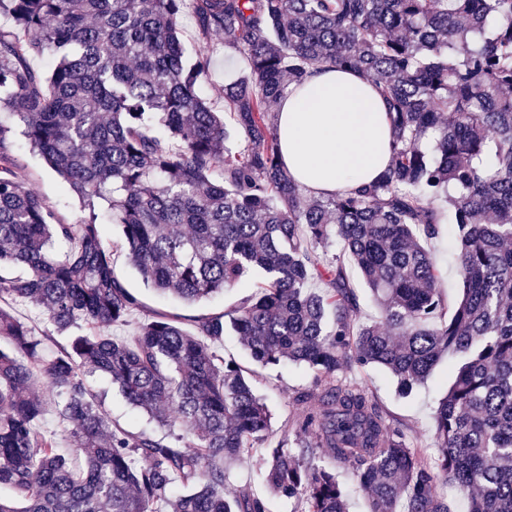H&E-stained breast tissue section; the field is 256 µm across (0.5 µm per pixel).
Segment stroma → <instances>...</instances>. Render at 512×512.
<instances>
[{"instance_id": "stroma-1", "label": "stroma", "mask_w": 512, "mask_h": 512, "mask_svg": "<svg viewBox=\"0 0 512 512\" xmlns=\"http://www.w3.org/2000/svg\"><path fill=\"white\" fill-rule=\"evenodd\" d=\"M182 39L189 54L205 53L211 58V74L201 92L215 111L224 109V74L228 71L241 72L247 69L246 57L237 52L225 50L220 37L201 42L197 39L195 21L192 15L181 19ZM14 152L18 160L35 175L34 187L46 202L68 218H76L78 203L70 197L61 178L47 168L36 155L30 154L22 143H15ZM428 249L434 254L441 273V286L449 299H456L461 293L455 255L459 243L453 224H444L437 237L427 240ZM116 274L136 295L140 305L128 316L125 323L113 326L114 337L132 335L146 320L157 317H174L183 326H191L195 317L218 314L233 310L241 299L254 293L262 282L261 273H254L243 285L225 290L208 301L187 306L178 301L157 295L146 288L136 270L129 263L125 253L113 256ZM342 381L369 388L375 401L387 418L399 427L411 447L419 448L425 455H433L435 447L434 416L441 398L445 395L452 379L447 363H440L426 383L417 387L407 397L400 396L390 374L376 366H343L337 373ZM316 375L307 367L288 364L274 369L259 371L253 379L256 393L264 399L271 414V439L282 440L291 434L301 420L306 407L299 400L300 395L314 391ZM96 392L105 394V408L113 421L138 433L155 432L156 427L146 416L127 404L108 377L95 374L87 379ZM229 489H242L264 501L267 512H303L301 503L294 499L271 495L262 479L253 455L243 456L234 467L228 480Z\"/></svg>"}]
</instances>
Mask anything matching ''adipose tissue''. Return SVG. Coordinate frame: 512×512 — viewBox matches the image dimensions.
<instances>
[{"mask_svg":"<svg viewBox=\"0 0 512 512\" xmlns=\"http://www.w3.org/2000/svg\"><path fill=\"white\" fill-rule=\"evenodd\" d=\"M277 137L291 177L320 195L372 183L392 158L393 131L379 92L361 74L339 68L289 87Z\"/></svg>","mask_w":512,"mask_h":512,"instance_id":"adipose-tissue-1","label":"adipose tissue"}]
</instances>
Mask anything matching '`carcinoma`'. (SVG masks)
I'll use <instances>...</instances> for the list:
<instances>
[{
	"label": "carcinoma",
	"mask_w": 512,
	"mask_h": 512,
	"mask_svg": "<svg viewBox=\"0 0 512 512\" xmlns=\"http://www.w3.org/2000/svg\"><path fill=\"white\" fill-rule=\"evenodd\" d=\"M220 36L249 69L224 85V113L200 94L211 61L188 62L179 24ZM0 512H266L227 490L241 457L274 494L305 512H347L336 472L348 467L369 512H451V482L468 512H512V0H0ZM30 56L48 60L38 72ZM331 65L372 81L393 128L378 181L309 196L284 169L271 105ZM249 140L229 146V123ZM77 198L70 222L32 187L16 136ZM442 200L459 240L462 294L453 310L421 243L440 232ZM122 229L118 240L104 224ZM381 309L355 324L344 263ZM126 253L143 284L194 304L265 280L234 313L196 333L170 318L111 336L138 298L116 275ZM326 279L324 294L307 288ZM43 308L45 329L22 321ZM232 331L258 368L303 364L318 402L293 442L268 443L271 414L255 371L224 360ZM67 337L66 342L56 336ZM449 357L453 376L435 413L437 455L392 427L344 364L387 370L399 394ZM167 431L115 425L87 376ZM74 451L42 425L47 406Z\"/></svg>",
	"instance_id": "obj_1"
}]
</instances>
